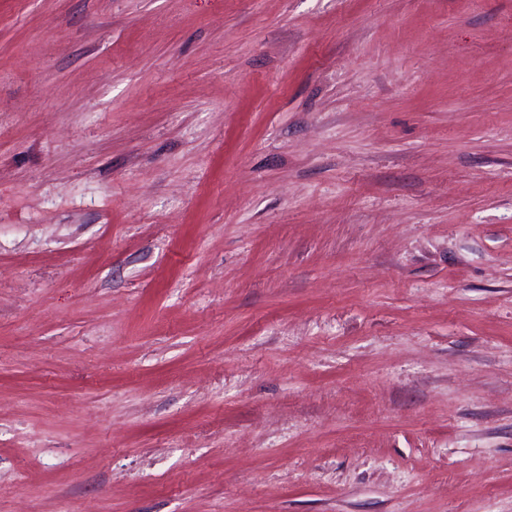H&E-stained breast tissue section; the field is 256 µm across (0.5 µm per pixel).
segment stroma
Listing matches in <instances>:
<instances>
[{
	"instance_id": "obj_1",
	"label": "stroma",
	"mask_w": 512,
	"mask_h": 512,
	"mask_svg": "<svg viewBox=\"0 0 512 512\" xmlns=\"http://www.w3.org/2000/svg\"><path fill=\"white\" fill-rule=\"evenodd\" d=\"M0 512H512V0H0Z\"/></svg>"
}]
</instances>
